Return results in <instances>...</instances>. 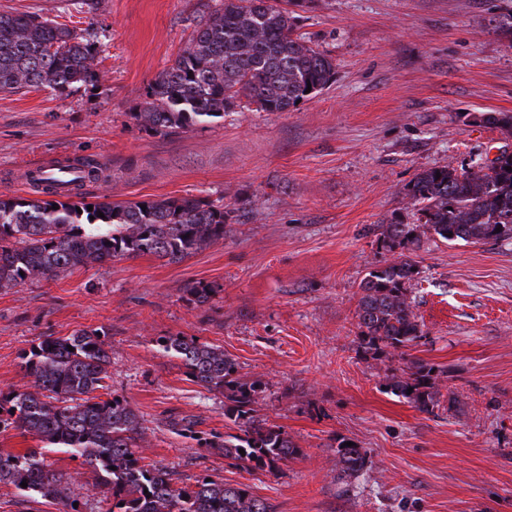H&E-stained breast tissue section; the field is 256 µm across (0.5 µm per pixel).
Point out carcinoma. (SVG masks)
Instances as JSON below:
<instances>
[{
	"label": "carcinoma",
	"mask_w": 512,
	"mask_h": 512,
	"mask_svg": "<svg viewBox=\"0 0 512 512\" xmlns=\"http://www.w3.org/2000/svg\"><path fill=\"white\" fill-rule=\"evenodd\" d=\"M296 28L295 12L269 0H222L150 82L134 118L163 134L220 117L242 101L262 112L293 111L296 101L321 92L335 75L332 58L295 35ZM495 31L512 47V10L495 20ZM98 55L95 42L76 39L65 25L0 13V92L94 85ZM481 122L512 136L511 112H485ZM101 177L99 165L84 159L27 174L41 198L0 197V288L57 279L116 258L149 254L177 262L224 239L231 210L222 203L187 197L93 205L75 200L84 182ZM403 193L416 223L379 225L380 248L396 258L359 283L358 339L370 350L402 349L422 334L411 297L421 274L411 254L421 248L422 236L432 233L449 243L512 240V152L502 151L490 165L424 169ZM183 293L202 308L216 289L194 282ZM159 346L181 361L194 382L224 393L229 402L225 415L239 433L208 447L247 468L273 469L298 453L280 427L254 416L261 383L238 377L223 349L187 336H166ZM111 355L96 330L43 339L26 355L32 384L0 392V428L31 435L89 468L111 491L112 512H272L243 488L204 478L180 486L171 472L144 462L137 413L109 393ZM389 386L422 410L438 404L430 372L422 367ZM366 463L364 449L338 443L337 480L360 474ZM62 483L63 476L47 469L43 449L0 450V484L25 496L59 498L63 512H78L76 497L63 495Z\"/></svg>",
	"instance_id": "cac0c4a2"
}]
</instances>
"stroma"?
<instances>
[{"instance_id": "1", "label": "stroma", "mask_w": 512, "mask_h": 512, "mask_svg": "<svg viewBox=\"0 0 512 512\" xmlns=\"http://www.w3.org/2000/svg\"><path fill=\"white\" fill-rule=\"evenodd\" d=\"M221 0H0L97 40L96 87L0 92V197L24 196L25 172L96 160L111 178L86 201L196 197L232 210L223 240L171 263L151 255L0 289V391L30 383L23 357L41 340L98 329L112 348L109 391L140 419V453L180 484L209 477L275 512H512V240L424 236L413 289L422 335L373 354L358 340V286L393 260L377 227L414 223L403 187L427 168L512 152L484 125L512 112V47L493 31L512 0H304L298 34L331 57L328 87L292 112L243 104L165 134L133 117ZM215 287L190 304L184 286ZM222 347L260 381L258 419L299 450L274 470L243 467L206 443L232 432L221 392L163 354L164 336ZM435 370L432 412L388 389L415 363ZM368 453L336 482V442ZM78 498L112 497L69 454L45 455Z\"/></svg>"}]
</instances>
